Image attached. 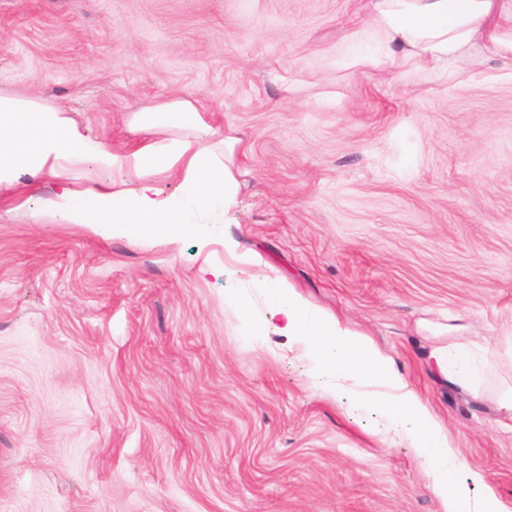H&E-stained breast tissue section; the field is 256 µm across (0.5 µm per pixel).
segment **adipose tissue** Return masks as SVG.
Wrapping results in <instances>:
<instances>
[{"mask_svg": "<svg viewBox=\"0 0 512 512\" xmlns=\"http://www.w3.org/2000/svg\"><path fill=\"white\" fill-rule=\"evenodd\" d=\"M371 11L394 64L444 73L457 58L479 48L512 68V0H371ZM87 153L103 169L121 163L110 152L90 148L58 110L0 93V174L41 168L52 154L75 158ZM132 162L146 171L184 163L179 192L161 197L148 181L118 192L65 191L56 206L58 218L67 224L97 225L105 234L138 237L161 224L171 237L186 232L205 239L213 232V219L224 217L237 203V181L211 149L192 152L183 142L162 139L134 152ZM224 302L242 311L241 336L247 344H260L272 328L302 338L310 371L328 392L377 411L387 428L401 434L443 512H512L480 472L450 484V477L464 466L460 450L450 444L444 426L394 363L362 334L309 304L276 276L252 282L247 293L225 294ZM262 306L275 308L278 325L257 319ZM431 357L442 378L467 383L478 371L469 349H438Z\"/></svg>", "mask_w": 512, "mask_h": 512, "instance_id": "obj_1", "label": "adipose tissue"}]
</instances>
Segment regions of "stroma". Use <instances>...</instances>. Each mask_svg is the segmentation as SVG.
I'll return each instance as SVG.
<instances>
[{"instance_id":"1","label":"stroma","mask_w":512,"mask_h":512,"mask_svg":"<svg viewBox=\"0 0 512 512\" xmlns=\"http://www.w3.org/2000/svg\"><path fill=\"white\" fill-rule=\"evenodd\" d=\"M370 0H0V90L121 156L235 138L236 207L208 239L103 235L62 187L168 196L48 158L0 190V512H442L410 448L312 384L224 292L282 275L392 359L512 505V78L386 66ZM189 101L202 126L157 112ZM65 168L66 180L53 171ZM259 258L233 278L224 240ZM479 344L466 387L431 352Z\"/></svg>"}]
</instances>
